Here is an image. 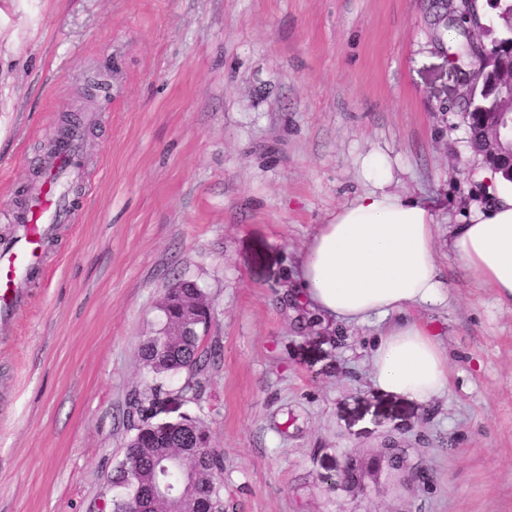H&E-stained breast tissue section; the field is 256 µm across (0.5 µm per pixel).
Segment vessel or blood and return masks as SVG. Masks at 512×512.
<instances>
[{
  "mask_svg": "<svg viewBox=\"0 0 512 512\" xmlns=\"http://www.w3.org/2000/svg\"><path fill=\"white\" fill-rule=\"evenodd\" d=\"M81 151L77 133L66 135L45 165L42 180L31 189L27 208L6 213L14 224V236L0 243V321L16 309L18 285L43 268L46 248L58 225L70 223L74 201L68 192L70 180L78 174Z\"/></svg>",
  "mask_w": 512,
  "mask_h": 512,
  "instance_id": "1",
  "label": "vessel or blood"
}]
</instances>
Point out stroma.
Segmentation results:
<instances>
[{
    "mask_svg": "<svg viewBox=\"0 0 512 512\" xmlns=\"http://www.w3.org/2000/svg\"><path fill=\"white\" fill-rule=\"evenodd\" d=\"M459 93L420 0H0V211L67 121L85 160L0 323V512H110L140 346L181 280L215 314L160 417L208 430L224 512H512V307L448 253L483 199ZM371 155L434 209L444 299L403 315L448 352L424 403L373 381L396 315L297 296L300 252L369 190Z\"/></svg>",
    "mask_w": 512,
    "mask_h": 512,
    "instance_id": "obj_1",
    "label": "stroma"
}]
</instances>
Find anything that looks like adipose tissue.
<instances>
[{
    "instance_id": "adipose-tissue-1",
    "label": "adipose tissue",
    "mask_w": 512,
    "mask_h": 512,
    "mask_svg": "<svg viewBox=\"0 0 512 512\" xmlns=\"http://www.w3.org/2000/svg\"><path fill=\"white\" fill-rule=\"evenodd\" d=\"M372 188L340 207L299 256L298 297L329 316L360 321L386 317L442 298L434 215L425 202L392 191L381 158L364 163ZM488 202L454 225L448 252L501 303L512 304V183L480 168ZM373 379L391 393L424 402L449 382L448 357L430 329L390 324L372 354Z\"/></svg>"
}]
</instances>
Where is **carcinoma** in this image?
<instances>
[{
    "instance_id": "carcinoma-1",
    "label": "carcinoma",
    "mask_w": 512,
    "mask_h": 512,
    "mask_svg": "<svg viewBox=\"0 0 512 512\" xmlns=\"http://www.w3.org/2000/svg\"><path fill=\"white\" fill-rule=\"evenodd\" d=\"M475 2L456 0L448 5L450 26L456 30L452 65L470 89L463 112L474 151L512 180V164L488 154L483 131L484 124L498 111L493 102L495 85L501 76L512 74V0H489L499 10L501 21V35L489 47L474 37L475 31L483 29ZM174 292L179 294V302H171L167 295L161 304L170 323L181 317L185 302L206 301L191 288H176ZM170 329V325L162 327L141 345V359L151 381L131 399L129 427L134 435L110 478L111 512H222L224 461L210 448L207 430L189 414L152 422L158 415L157 403L168 394L166 378L180 372L193 377L200 371L198 338L171 336ZM166 482L179 489V497L152 493L154 485Z\"/></svg>"
}]
</instances>
